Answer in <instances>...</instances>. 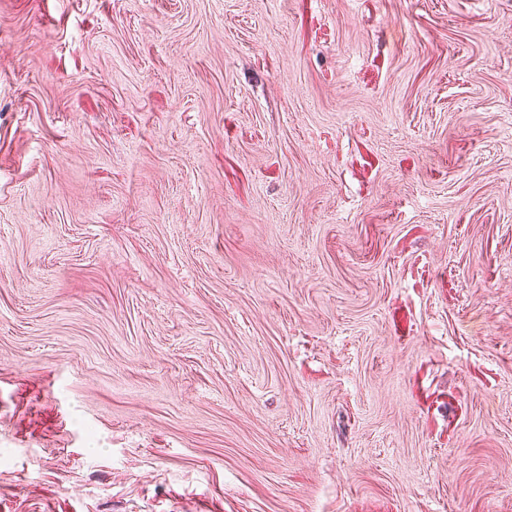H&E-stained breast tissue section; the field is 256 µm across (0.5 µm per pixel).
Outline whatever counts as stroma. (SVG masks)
Returning <instances> with one entry per match:
<instances>
[{
    "instance_id": "obj_1",
    "label": "stroma",
    "mask_w": 512,
    "mask_h": 512,
    "mask_svg": "<svg viewBox=\"0 0 512 512\" xmlns=\"http://www.w3.org/2000/svg\"><path fill=\"white\" fill-rule=\"evenodd\" d=\"M0 512H512V0H0Z\"/></svg>"
}]
</instances>
